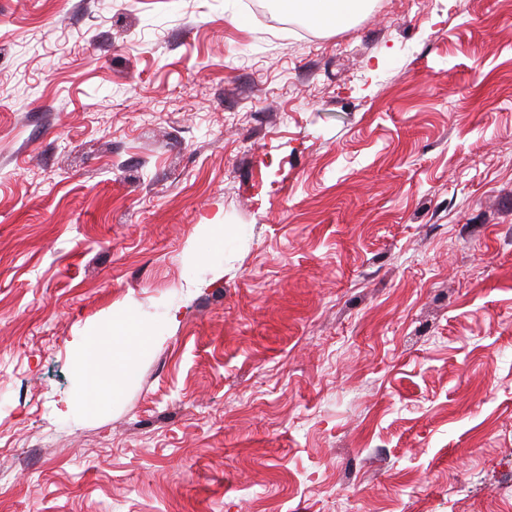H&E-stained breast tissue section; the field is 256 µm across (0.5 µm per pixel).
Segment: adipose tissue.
Returning <instances> with one entry per match:
<instances>
[{
	"label": "adipose tissue",
	"instance_id": "1",
	"mask_svg": "<svg viewBox=\"0 0 512 512\" xmlns=\"http://www.w3.org/2000/svg\"><path fill=\"white\" fill-rule=\"evenodd\" d=\"M305 23L313 28L340 27L361 15L367 0H294ZM132 340L137 349L149 347V334L135 331L132 323L110 325L96 330L86 339L80 354V364L86 373L79 394L86 410H97L103 399L121 392L130 377L125 358L120 354H109L110 345L120 340Z\"/></svg>",
	"mask_w": 512,
	"mask_h": 512
}]
</instances>
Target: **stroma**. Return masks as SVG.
Wrapping results in <instances>:
<instances>
[{
    "instance_id": "stroma-1",
    "label": "stroma",
    "mask_w": 512,
    "mask_h": 512,
    "mask_svg": "<svg viewBox=\"0 0 512 512\" xmlns=\"http://www.w3.org/2000/svg\"><path fill=\"white\" fill-rule=\"evenodd\" d=\"M279 11L0 0V512H512V0ZM305 23L312 28L340 27L361 15L367 0H294ZM129 339H132L138 350H145L152 342V336L135 331L130 320L118 327L112 323L98 329L84 342L79 359L86 379L79 398L87 411L97 410L103 399L119 394L125 381L129 379L130 368L126 366L125 358L114 352V345L118 340L126 342ZM111 344L112 359L108 352Z\"/></svg>"
}]
</instances>
